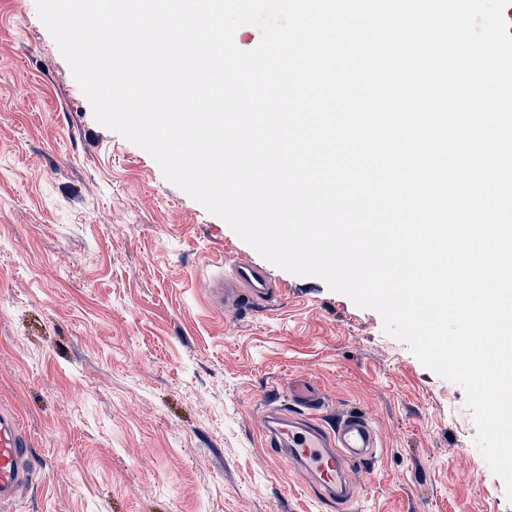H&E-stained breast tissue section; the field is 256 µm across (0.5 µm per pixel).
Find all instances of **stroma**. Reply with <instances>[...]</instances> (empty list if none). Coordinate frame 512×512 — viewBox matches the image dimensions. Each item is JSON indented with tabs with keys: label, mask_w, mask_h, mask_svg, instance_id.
Returning a JSON list of instances; mask_svg holds the SVG:
<instances>
[{
	"label": "stroma",
	"mask_w": 512,
	"mask_h": 512,
	"mask_svg": "<svg viewBox=\"0 0 512 512\" xmlns=\"http://www.w3.org/2000/svg\"><path fill=\"white\" fill-rule=\"evenodd\" d=\"M227 253L257 256L95 121L34 0H0V406L34 460L11 512H333L262 448L299 375L380 436L359 512H512L460 386L277 267L271 305L212 308Z\"/></svg>",
	"instance_id": "1"
}]
</instances>
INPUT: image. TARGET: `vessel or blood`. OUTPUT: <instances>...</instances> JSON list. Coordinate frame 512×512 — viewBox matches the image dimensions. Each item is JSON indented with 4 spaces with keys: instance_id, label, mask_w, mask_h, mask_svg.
<instances>
[{
    "instance_id": "vessel-or-blood-1",
    "label": "vessel or blood",
    "mask_w": 512,
    "mask_h": 512,
    "mask_svg": "<svg viewBox=\"0 0 512 512\" xmlns=\"http://www.w3.org/2000/svg\"><path fill=\"white\" fill-rule=\"evenodd\" d=\"M211 303L236 310L271 302L279 293L269 271L250 259L235 261L229 272L208 281ZM326 396L313 382L297 378L288 385V401L271 395L263 416L267 455L289 464L304 483L337 512H355L356 467L374 464L381 444L371 421L351 413L328 420ZM33 460L28 437L15 411L0 409V507L13 504L29 484Z\"/></svg>"
}]
</instances>
